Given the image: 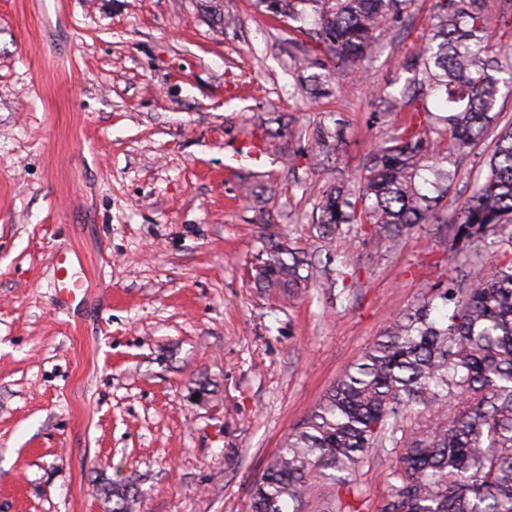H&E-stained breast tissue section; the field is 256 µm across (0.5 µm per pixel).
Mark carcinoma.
Masks as SVG:
<instances>
[{
  "mask_svg": "<svg viewBox=\"0 0 512 512\" xmlns=\"http://www.w3.org/2000/svg\"><path fill=\"white\" fill-rule=\"evenodd\" d=\"M413 2L256 0L293 21L312 10L307 34L341 65L372 55L389 20ZM434 8L429 34L402 62L412 77L388 103L405 113L396 135L369 153L356 182L323 191L319 228L334 236L343 224H368L370 239L392 251L415 226L435 224L472 266L470 244L512 224V121L501 124L498 107L512 96V70L485 27L491 13L512 21V0H436ZM491 132L488 176L456 223L443 224L454 167ZM265 253L260 288L290 295L318 268L288 239L268 241ZM437 299L454 304L440 320ZM375 448L389 455L391 478L376 512H512V261L455 277L402 314L288 434L252 483L249 512H364L355 477ZM320 482L341 487L339 503L313 496ZM98 492L109 512H133L130 484L107 481Z\"/></svg>",
  "mask_w": 512,
  "mask_h": 512,
  "instance_id": "carcinoma-1",
  "label": "carcinoma"
}]
</instances>
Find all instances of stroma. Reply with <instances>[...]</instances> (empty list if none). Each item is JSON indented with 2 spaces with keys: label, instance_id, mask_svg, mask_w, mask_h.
I'll list each match as a JSON object with an SVG mask.
<instances>
[{
  "label": "stroma",
  "instance_id": "1",
  "mask_svg": "<svg viewBox=\"0 0 512 512\" xmlns=\"http://www.w3.org/2000/svg\"><path fill=\"white\" fill-rule=\"evenodd\" d=\"M434 0L339 66L255 0H0V512H247L291 430L455 257L313 210L396 124ZM341 131L322 156L320 131ZM460 159L445 219L484 182ZM289 236L344 282L256 287ZM71 246L85 297L55 288ZM207 387L199 396V387ZM98 492L108 503H112L109 512H132L134 510L137 494L130 484L121 480L107 481L99 484Z\"/></svg>",
  "mask_w": 512,
  "mask_h": 512
}]
</instances>
